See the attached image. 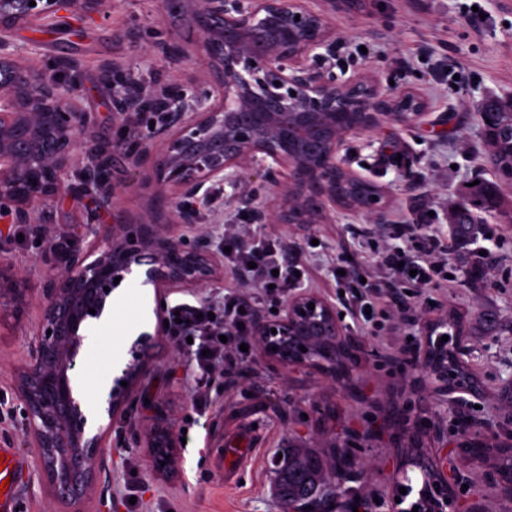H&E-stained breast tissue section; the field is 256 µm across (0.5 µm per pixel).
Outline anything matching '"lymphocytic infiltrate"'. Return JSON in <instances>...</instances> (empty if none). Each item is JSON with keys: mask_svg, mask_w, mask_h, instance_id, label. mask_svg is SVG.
Here are the masks:
<instances>
[{"mask_svg": "<svg viewBox=\"0 0 512 512\" xmlns=\"http://www.w3.org/2000/svg\"><path fill=\"white\" fill-rule=\"evenodd\" d=\"M349 234V242L327 258L325 276L340 294V311L348 317L350 328L370 336L383 335L389 317L413 321L420 302L442 305L449 288L483 278L486 271L478 254L468 268L456 271L448 253L461 240L445 236L437 224L393 225L391 243L381 248L374 246L367 225H351ZM219 243L225 249V268L250 288V295L229 291L197 304L175 303L166 309L169 325L164 333L178 345H190L198 366L197 384L210 386L220 378L229 388L253 364L249 347L255 342V325L262 313L283 306L308 281L309 268L287 261L281 242L260 232L246 246L237 245L230 236ZM366 248L383 275L363 283L349 270L353 257Z\"/></svg>", "mask_w": 512, "mask_h": 512, "instance_id": "lymphocytic-infiltrate-1", "label": "lymphocytic infiltrate"}]
</instances>
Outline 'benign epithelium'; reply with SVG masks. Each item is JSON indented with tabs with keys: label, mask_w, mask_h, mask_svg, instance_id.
<instances>
[{
	"label": "benign epithelium",
	"mask_w": 512,
	"mask_h": 512,
	"mask_svg": "<svg viewBox=\"0 0 512 512\" xmlns=\"http://www.w3.org/2000/svg\"><path fill=\"white\" fill-rule=\"evenodd\" d=\"M35 5H29V2ZM104 0H0V222L29 224L32 212L61 196L76 199L81 187L63 174L81 148L96 157L83 184L100 186L111 154L90 134L92 118L77 105L79 89L42 80L17 59L5 34L45 14L92 13ZM176 3L198 32L197 50L224 89L206 103L170 109L160 132L162 148L149 144L115 152L138 174L135 189L167 204L169 223H198L184 199L207 196L224 184V174L248 161H272L288 170L294 190L280 224H302L336 203V153L344 138L368 132L387 117L403 124L425 115L426 104L404 114L389 105L413 98L410 91L383 88L371 77L342 83L307 63L324 46L330 28L324 14L305 9L300 0H163ZM146 267V282L159 291L200 285L213 277L211 256L187 250L172 230L140 218L104 224L95 240L73 254L62 273L43 288V321L29 360L18 372V393L31 419L33 447L52 450L43 466L50 490L73 504L87 492L89 464L112 423L90 434L86 410L76 398L71 375L77 367L89 322L99 318L112 296L115 278L125 280ZM109 291H104V288ZM322 313L331 334L339 331L335 310L315 296L292 297L285 314L260 321L268 353L286 361L289 339L299 335L309 304ZM95 313H89V309ZM150 335L135 343L133 361L115 380L99 410L114 419L127 387L146 368ZM153 462L161 465L177 447L173 433L157 428L147 434Z\"/></svg>",
	"instance_id": "1"
}]
</instances>
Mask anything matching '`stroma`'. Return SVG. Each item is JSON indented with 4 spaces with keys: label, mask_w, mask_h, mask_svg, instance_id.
Instances as JSON below:
<instances>
[{
    "label": "stroma",
    "mask_w": 512,
    "mask_h": 512,
    "mask_svg": "<svg viewBox=\"0 0 512 512\" xmlns=\"http://www.w3.org/2000/svg\"><path fill=\"white\" fill-rule=\"evenodd\" d=\"M475 3L480 12L472 11ZM301 4L328 18L333 46L324 53V70L340 81L371 76L382 87L412 91L426 102L427 114L403 125L384 120L380 129L348 136L340 147V166L380 188L374 209L339 203L315 224L278 223L290 199L288 172L271 174L250 162L225 179L223 212H201L199 223L184 229L186 248L215 256L221 229L235 231L246 244L258 228L281 241L289 258L319 267L325 254L344 244L348 225H371L376 244L383 245L397 220L448 224L470 183L491 176L477 113L485 99L512 101V0H359L353 10L333 8L329 0ZM10 39L20 61L45 80L80 86L79 106L91 115L96 139L109 148L118 142L121 119L113 102L126 91L125 75L138 74L146 91L161 90L185 103L202 90L219 92L203 58L169 66L160 61L157 45L186 48L195 40L190 27L166 14L161 0H112L82 19L49 15L17 27ZM108 62L117 66L109 83L101 77ZM105 177L121 189L125 215L152 211L151 201L128 189L134 178L128 164L113 162ZM115 220L99 211L92 191L35 211L31 223H0V269L26 290L18 309L10 293L0 294V447L17 449L29 464L18 512H281L274 461L289 447L309 448L328 460L338 451L354 459L356 468L337 499L341 505L366 497L387 507L396 484L420 487L422 474L408 466L406 451L421 448L438 461L454 512H512V482L500 472L502 452L512 448V283L501 278L503 268L512 266V221L502 215L484 218L504 239L489 258V276L449 289L445 308L463 321L457 354L478 381L474 395L442 391L423 364L403 375L377 368L373 350L398 346L400 333L378 339L347 329L340 339L354 359L346 377L307 363H282L259 341L251 373L231 392L197 387V365L187 350L156 335L157 312L165 304L211 298L236 287V280L221 269L202 286L152 296L145 306L138 295L145 275L134 271L115 300L117 333L92 339L78 356V370L121 376L132 360L134 341L120 333L128 323L154 336L149 368L131 384L92 460L88 493L75 505L56 498L29 443L16 371L36 344L47 277L63 271L72 253L85 250L100 226ZM38 228L42 246L29 248L24 238ZM315 239L322 253L311 249ZM460 416L474 422L468 434L455 431ZM161 422L186 438L164 468L153 464L144 441ZM244 428L254 429L256 445L247 459L230 462L224 441ZM469 439L480 451L466 456L461 447Z\"/></svg>",
    "instance_id": "obj_1"
}]
</instances>
